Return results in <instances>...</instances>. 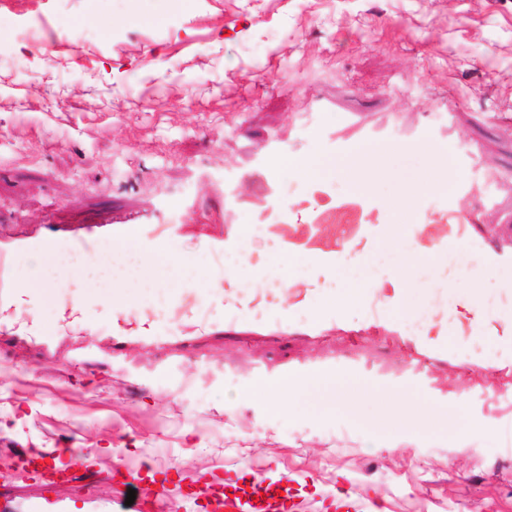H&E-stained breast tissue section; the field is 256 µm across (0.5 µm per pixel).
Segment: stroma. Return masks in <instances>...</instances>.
I'll return each instance as SVG.
<instances>
[{
  "label": "stroma",
  "mask_w": 512,
  "mask_h": 512,
  "mask_svg": "<svg viewBox=\"0 0 512 512\" xmlns=\"http://www.w3.org/2000/svg\"><path fill=\"white\" fill-rule=\"evenodd\" d=\"M37 19L53 38L23 39ZM445 95L464 107L452 125L438 105ZM349 109L389 142L421 128L452 134L458 148L482 143L470 173L480 191L469 203L495 195L490 228L512 237L503 219L512 209V0H0V232L170 201L163 219L183 225L174 245L193 264L165 270L164 287L142 305L154 328L189 336L174 298L203 289L209 324L224 334L202 343L204 366L197 355L170 362L142 345L118 364L102 355L71 366L0 339V470L21 451L64 464L71 448L89 466L85 482L49 493L27 474L0 477V504L24 512L45 495L48 512H133L132 488L134 505L152 512H202L167 476L181 465L192 481L305 475L294 488L298 512H326L342 492L363 512H512V379L498 370L512 363V328L491 341L492 360L433 363L427 388L401 375L408 351L392 334L405 332L407 307L428 312L426 340L477 317L448 293L449 284L467 286L452 262L464 250L415 246L420 234L443 235V225L399 210L392 223L369 225L332 272L320 259L288 265L287 241L246 232L266 203L258 157L272 143L284 157L312 153L323 133L345 134ZM387 166L377 199L417 175L420 201L441 204L432 184L443 161L405 151ZM219 204L225 221L215 224L209 212ZM225 232L234 275L224 289L258 296L261 311L235 326L208 283L205 243ZM368 286L383 294L389 328L369 327L360 306L314 305ZM4 317L107 343L89 324L61 325L45 302L36 316ZM261 327L286 333L262 339ZM287 362L352 366L356 383L303 392L275 413L258 385L276 381ZM389 388L424 414L396 419Z\"/></svg>",
  "instance_id": "35a3bbf8"
}]
</instances>
